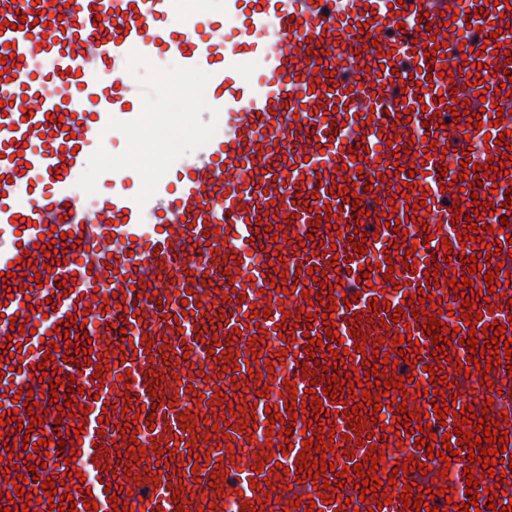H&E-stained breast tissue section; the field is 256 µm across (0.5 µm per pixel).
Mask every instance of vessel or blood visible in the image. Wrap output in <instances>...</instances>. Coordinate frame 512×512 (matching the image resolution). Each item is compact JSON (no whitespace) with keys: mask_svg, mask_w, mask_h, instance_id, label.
<instances>
[{"mask_svg":"<svg viewBox=\"0 0 512 512\" xmlns=\"http://www.w3.org/2000/svg\"><path fill=\"white\" fill-rule=\"evenodd\" d=\"M390 0H332L330 7L309 0H225L241 19L232 38L221 37L222 22L214 19L206 0H0V55L21 57L18 66L0 65V102H8L6 116H0V272H7L0 288V512L4 507H28L29 512H51L48 502H27L40 483L53 480L58 494L74 497L77 512L97 502V512H114L106 483L119 487V502L135 512H196V505L225 512L226 501L242 506L259 500L263 512H309L319 506L334 512V498L345 499L343 512H416L404 508L403 488L417 484L437 490L431 499L434 512H461L462 498L442 477L439 460L429 459L414 437H400L404 426L418 427V420L403 424L402 411H432L442 395L418 397L397 403L399 388L380 397L393 429L384 432L374 423V410L353 412V399L333 402L323 396V408L333 411L331 425L317 426L315 412L296 418L284 414L294 430L290 437L268 434V408L284 406L286 400L310 401V377L303 367H314L306 358L310 341L298 320L311 321L323 344L333 351L346 348L357 363L356 375L371 370L379 359L397 364L395 372L379 373L385 381L397 375L412 378L414 366L400 362V349H417L416 366L432 368L436 376H450L456 402L487 411L507 431V452L512 455V374L504 366L493 367L486 382L478 383L463 372H449L440 356L429 347L425 326L427 315L406 316L390 328L380 319L399 308L403 296H415L427 287L433 297H452L451 310L440 313L447 328L458 329L467 338L462 301L444 273L471 276L472 289L486 296L484 274L466 273L460 257L458 233L467 231V221H456L454 195L467 187L459 159L462 152L478 151L482 160L496 156L500 146L512 147V9L507 0H492L478 6L476 0H403L399 15L389 13ZM61 17H54V9ZM482 9L479 18L460 19V12ZM46 11L50 18L41 37H28L18 23L21 15ZM455 21L444 29L442 18ZM366 33H359V25ZM444 45V55L429 60L419 47ZM506 52H496V44ZM167 50L178 54L186 72L204 69L210 74L213 97L219 103L218 117L224 126L222 139L214 141L203 160L183 167L176 177L169 200L163 204L155 224L143 221L149 204L131 194L125 186L126 170L112 173V188L94 210L77 202L70 189L72 174L87 161L108 135H134L141 113L125 109L133 80L129 62L146 52ZM389 55L392 63L377 70L372 60ZM257 58L262 64L260 85L249 88L233 72L232 62L240 55ZM481 63V76L488 89L476 97L473 79L463 72L464 63ZM453 92L446 104L439 93ZM480 112L482 128L473 123L452 122L460 109ZM65 113L63 124L47 123L54 111ZM411 122H403V112ZM436 120L440 126L435 149L425 152L424 123ZM357 131L358 139L345 142L336 124ZM48 136H41L40 125ZM501 143H494L495 135ZM453 147V162L439 173L441 150ZM399 175H392L393 165ZM372 187H365V178ZM353 184L362 211L347 203L343 189ZM484 204L489 215L482 223L487 230L481 238L499 245L490 265H502L496 273L497 298L482 305L483 316L475 328L495 321L507 326L506 304L512 300V226L502 227L507 210L506 191L512 188V160L503 162L494 179L483 182ZM434 209H427L428 201ZM417 203L415 219L405 231L378 227L376 220L389 210L405 217V205ZM328 216V227L318 226L317 217ZM25 218L17 226L15 217ZM58 231L81 234L72 259L47 265L46 253L38 244L41 236ZM314 245H301L305 236ZM418 240L414 253L405 245ZM447 244L450 261L430 262L440 244ZM264 253L270 265L256 262ZM392 269H385V259ZM373 262L370 279L361 268ZM320 268L322 282L310 281L308 268ZM392 280H385V272ZM297 274L301 288L276 291L271 282L283 273ZM39 288L24 292L31 277ZM146 286L134 291L135 278ZM332 297V304L306 303L309 295ZM382 297L376 312H368L369 301ZM109 311H101V304ZM334 312L340 335L332 341L325 333L322 315ZM222 316L219 329L207 328L208 317ZM74 325H85L88 335L76 346L65 348L64 358L52 360V367L75 377L84 387L69 416H62L50 403L31 368L53 351L59 338L55 331L65 317ZM131 326V348H123L118 321ZM270 332L274 341L262 345L257 330ZM359 330L366 338L364 352H357L351 336ZM19 344L21 354L4 353L6 342ZM231 344L230 353L218 356L216 344ZM93 349L106 355L102 369L87 362H75L79 349ZM289 351V369L267 367L277 353ZM331 355L322 365L333 366ZM202 357L204 367L186 366L189 357ZM271 374L267 387H259L258 375ZM167 387L161 394L150 393L156 377ZM295 391H287V382ZM220 387L224 396L197 405L196 396L207 387ZM128 394L121 403L119 394ZM115 408H105V401ZM489 408H482V401ZM154 414H147V407ZM17 409L21 429L8 426L9 409ZM201 410L202 419H190L188 429L178 423L185 411ZM41 417V430L24 433L32 417ZM365 422L364 429L354 420ZM136 426V441L146 449L143 463L126 455L131 440L117 426ZM255 433H248V426ZM460 419L447 414L444 422H433L438 436L434 448H441V434L459 444L453 431ZM82 429V442L75 463L65 461L58 442L67 430ZM371 434L370 444L359 443L360 433ZM332 435L335 471L319 476L298 473L304 437ZM28 438L40 467L30 470L21 457ZM48 446H40L41 438ZM229 446H222V439ZM195 443L198 454L187 451ZM288 453H281L285 443ZM275 445L273 461L288 468L279 488L268 481L274 470L238 468L230 446L247 452L264 451ZM461 452L468 445L459 444ZM383 460L382 494L361 497L359 477H352L338 491H317L319 481L334 480L344 471L346 456L362 462L366 454ZM222 459L225 469L216 472L212 461ZM413 459L428 464L427 473L413 471L390 477L393 465ZM111 462L113 474H106L103 462ZM169 466L166 478L152 482L151 469L157 462ZM471 467L485 490L479 505L490 499L512 497V478L497 483L481 463L461 459L456 471ZM24 478L25 493L8 499L17 478ZM198 504H190L189 496ZM184 498L176 507L175 498Z\"/></svg>","mask_w":512,"mask_h":512,"instance_id":"vessel-or-blood-1","label":"vessel or blood"}]
</instances>
